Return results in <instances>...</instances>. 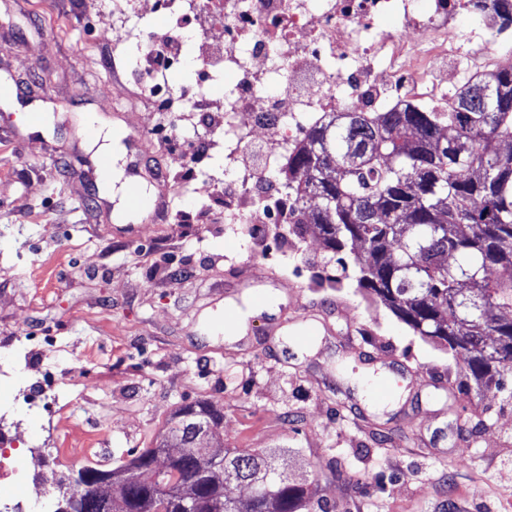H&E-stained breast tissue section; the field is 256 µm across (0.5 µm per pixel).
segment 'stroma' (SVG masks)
<instances>
[{
  "label": "stroma",
  "instance_id": "stroma-1",
  "mask_svg": "<svg viewBox=\"0 0 512 512\" xmlns=\"http://www.w3.org/2000/svg\"><path fill=\"white\" fill-rule=\"evenodd\" d=\"M70 3L0 0V369L49 402L0 411L15 436L5 455L36 479L10 512H53L56 478L129 461L196 402L223 413L226 449L272 453L348 512H512V374L502 389L464 387L462 356L356 286L318 284L330 272L318 235L215 219L201 183L223 180L224 151L185 178L190 117L144 114L146 62L113 43L136 17ZM90 117L121 136L126 174L157 203L148 215L114 223L81 132ZM145 128L165 181L143 175ZM255 294L273 313L226 341L225 312ZM309 327L320 344L297 356L285 339ZM383 370L401 395L376 407L360 384ZM69 435L93 443L75 458Z\"/></svg>",
  "mask_w": 512,
  "mask_h": 512
}]
</instances>
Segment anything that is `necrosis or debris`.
Masks as SVG:
<instances>
[{"instance_id": "obj_1", "label": "necrosis or debris", "mask_w": 512, "mask_h": 512, "mask_svg": "<svg viewBox=\"0 0 512 512\" xmlns=\"http://www.w3.org/2000/svg\"><path fill=\"white\" fill-rule=\"evenodd\" d=\"M128 12L168 19L166 31L117 27L144 51H172L164 74L194 57L203 86L162 82L175 112L207 113L224 131V215L269 223L287 205H256L258 184L288 163V146L326 112H383L406 96L445 105L476 73L512 63L493 8L472 0H126ZM468 25H461V18ZM232 76L223 97L210 81Z\"/></svg>"}]
</instances>
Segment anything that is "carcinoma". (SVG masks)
I'll list each match as a JSON object with an SVG mask.
<instances>
[{"label": "carcinoma", "instance_id": "carcinoma-1", "mask_svg": "<svg viewBox=\"0 0 512 512\" xmlns=\"http://www.w3.org/2000/svg\"><path fill=\"white\" fill-rule=\"evenodd\" d=\"M496 100L485 106L481 90ZM512 68L467 83L448 108L403 99L387 112H327L288 152V223L312 228L336 257V286L354 278L414 332L467 358L477 390L498 388L512 371ZM213 406H186L170 441L189 442L195 423L216 427ZM271 455L224 452V467L192 490L191 512H333L311 505L305 484ZM255 488L225 494L229 478ZM96 512H157L148 490Z\"/></svg>", "mask_w": 512, "mask_h": 512}]
</instances>
